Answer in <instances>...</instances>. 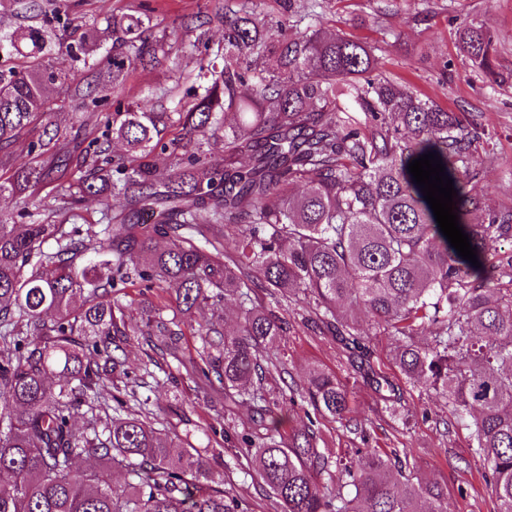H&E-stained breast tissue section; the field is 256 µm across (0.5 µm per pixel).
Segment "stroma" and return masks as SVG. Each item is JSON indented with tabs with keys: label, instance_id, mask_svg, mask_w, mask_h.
Segmentation results:
<instances>
[{
	"label": "stroma",
	"instance_id": "35a3bbf8",
	"mask_svg": "<svg viewBox=\"0 0 512 512\" xmlns=\"http://www.w3.org/2000/svg\"><path fill=\"white\" fill-rule=\"evenodd\" d=\"M469 23L490 31L496 44L494 65L504 80L494 83L460 52L457 28ZM321 29H340L377 46L383 69L395 79L413 83L424 95L451 112L462 113L479 139L478 185L487 209L512 207V0H332L319 10ZM191 72L193 60L182 53L159 63L130 70L124 86H104L110 102L137 98L157 101L171 86L175 70ZM289 323L278 351L286 362L284 384L275 397L302 385L310 367L336 374L349 393L345 422L318 418V446L328 458L350 448H382L406 458L416 476L438 481L448 490L452 512H494L485 469L473 458L468 433L447 427L448 408L431 392L403 385L401 401L414 418L403 425L390 408L393 398L376 391L362 370L347 360L334 336L307 326L305 304L282 302L278 309ZM200 345L186 336L179 357L153 349L143 336L125 345L127 377L103 390L104 408L114 399L135 407L147 399L158 426L191 433L209 467L224 477V492L248 512H279L275 499L236 454L234 436L251 430L253 409L245 400L214 401L189 379L181 366Z\"/></svg>",
	"mask_w": 512,
	"mask_h": 512
}]
</instances>
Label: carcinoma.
Masks as SVG:
<instances>
[{"label": "carcinoma", "mask_w": 512, "mask_h": 512, "mask_svg": "<svg viewBox=\"0 0 512 512\" xmlns=\"http://www.w3.org/2000/svg\"><path fill=\"white\" fill-rule=\"evenodd\" d=\"M9 2L29 25L13 30L0 12V197L24 199L0 210V512H246L202 450L149 414L74 425L113 373L127 374L112 344L131 305L113 295L136 280L173 287L177 310L144 314L141 335L175 355L189 329L201 350L187 374L228 404L249 396L254 430L238 453L280 512H449L448 492L376 448L351 449L333 475L314 421L281 432L265 390L284 373L274 349L288 322L256 302L259 291L278 304L299 297L392 392L369 343L395 338L401 381L445 401L488 470L496 512H512V280L497 277L512 264L502 254L512 209L482 208L467 118L388 77L373 47L304 24L312 10L273 21L250 0H225L180 18L185 41L140 6L90 16L76 0ZM213 25L224 30L215 46ZM458 45L494 74L489 33L466 24ZM186 48L194 73L176 77L162 104L129 101L100 134H74L103 106L100 79L119 87L129 68ZM19 151L29 162L17 166ZM429 152L453 180L479 268L450 246L409 173ZM87 198L104 205L96 221L81 213ZM78 220L83 238L69 228ZM218 225L234 229L233 251ZM158 238L169 247L157 250ZM230 299L232 333L216 312ZM208 305L212 317L195 320ZM289 391L292 405L297 395L317 415L345 417L347 392L323 370Z\"/></svg>", "instance_id": "carcinoma-1"}]
</instances>
